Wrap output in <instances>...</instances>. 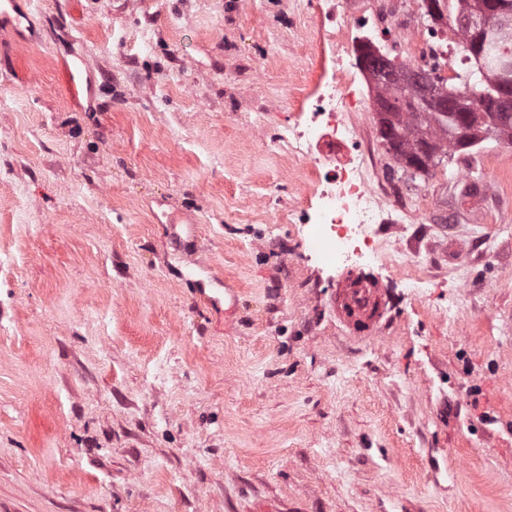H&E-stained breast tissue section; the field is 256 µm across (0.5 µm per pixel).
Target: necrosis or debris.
Segmentation results:
<instances>
[{"label": "necrosis or debris", "instance_id": "necrosis-or-debris-1", "mask_svg": "<svg viewBox=\"0 0 512 512\" xmlns=\"http://www.w3.org/2000/svg\"><path fill=\"white\" fill-rule=\"evenodd\" d=\"M353 69L350 56H338L331 73L320 79L303 122L290 129L295 151L310 157L316 176L308 204L310 245L320 258L338 263L357 242L366 259L399 268L403 253L379 238L386 208L369 178V161L356 148L354 127L336 121L337 113L361 107Z\"/></svg>", "mask_w": 512, "mask_h": 512}]
</instances>
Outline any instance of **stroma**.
<instances>
[{
	"label": "stroma",
	"mask_w": 512,
	"mask_h": 512,
	"mask_svg": "<svg viewBox=\"0 0 512 512\" xmlns=\"http://www.w3.org/2000/svg\"><path fill=\"white\" fill-rule=\"evenodd\" d=\"M327 8L0 21V512H512V146L403 173L375 102L338 113L421 264L320 260L284 137L336 63ZM360 276L388 294L363 339L333 309Z\"/></svg>",
	"instance_id": "35a3bbf8"
}]
</instances>
